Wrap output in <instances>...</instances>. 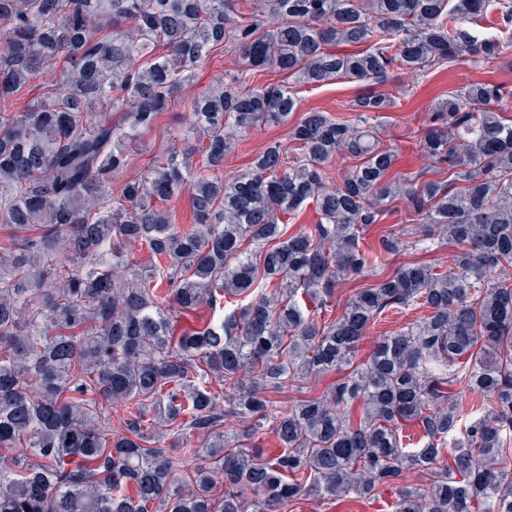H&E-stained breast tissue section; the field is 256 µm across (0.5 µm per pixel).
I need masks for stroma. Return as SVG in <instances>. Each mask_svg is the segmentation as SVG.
I'll list each match as a JSON object with an SVG mask.
<instances>
[{
	"instance_id": "35a3bbf8",
	"label": "stroma",
	"mask_w": 512,
	"mask_h": 512,
	"mask_svg": "<svg viewBox=\"0 0 512 512\" xmlns=\"http://www.w3.org/2000/svg\"><path fill=\"white\" fill-rule=\"evenodd\" d=\"M237 66V56L224 50L200 63L195 83L183 87L175 103L159 115L154 127L130 147L128 175H137L154 159L178 150L177 131L190 118L192 99L204 87L223 76L225 71ZM487 78L512 90V54L501 58L491 68L478 58L466 57L432 73L418 77L399 75L375 84L376 92L387 95L393 101L392 108L382 114L380 137L397 151L398 160L394 170L396 177L402 179L433 170V163L422 153L420 141L428 128L429 114L438 98L461 86ZM362 88V83L345 79L333 80L320 87L291 84L290 89L298 101L297 111L291 114L287 123L268 125L242 137L235 152L227 155L224 161L225 176L232 177L245 170L253 157L272 143L289 145L291 128L305 112L322 110L334 115H348L350 100Z\"/></svg>"
}]
</instances>
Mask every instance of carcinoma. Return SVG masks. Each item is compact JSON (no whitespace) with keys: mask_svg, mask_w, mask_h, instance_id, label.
<instances>
[{"mask_svg":"<svg viewBox=\"0 0 512 512\" xmlns=\"http://www.w3.org/2000/svg\"><path fill=\"white\" fill-rule=\"evenodd\" d=\"M0 0V512H289L314 497L392 512H512V125L503 87L437 101L422 140L445 179H396L378 135L392 100L363 90L354 118L304 114L280 143L224 179V157L297 111L288 86L226 73L194 101L185 148L125 179L128 147L196 64L229 47L255 75L298 84L384 82L473 56L492 66L512 37L460 26L512 0ZM54 78L21 112L12 98ZM356 165L338 172L335 160ZM190 191L194 223L169 204ZM407 229L361 249L383 204ZM312 203L318 223L288 235ZM438 236L448 267L406 263L358 288L331 322L336 285L374 275ZM139 243L153 256L129 257ZM206 304L215 321L187 329ZM399 310L425 315L355 348ZM346 371L321 398L274 395ZM481 401L465 403L455 386ZM124 401L123 433L110 409ZM360 415L351 414L353 406ZM414 423L420 442L403 443ZM270 427L281 448L258 445ZM201 441L192 447L193 439ZM224 474L215 494L213 473Z\"/></svg>","mask_w":512,"mask_h":512,"instance_id":"obj_1","label":"carcinoma"}]
</instances>
